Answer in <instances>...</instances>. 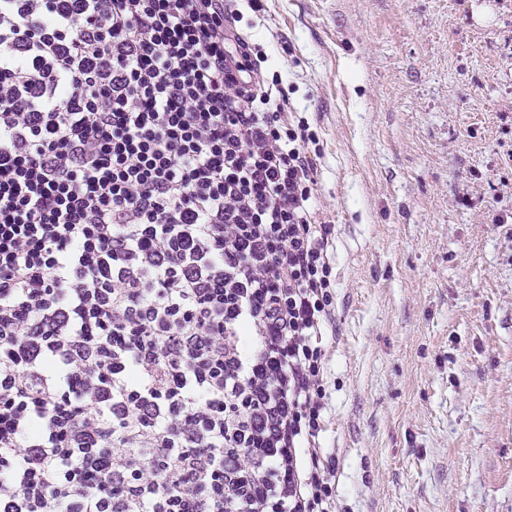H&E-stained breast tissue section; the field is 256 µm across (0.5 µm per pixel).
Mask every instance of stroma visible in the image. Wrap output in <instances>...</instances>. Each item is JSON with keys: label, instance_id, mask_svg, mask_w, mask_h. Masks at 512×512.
<instances>
[{"label": "stroma", "instance_id": "1", "mask_svg": "<svg viewBox=\"0 0 512 512\" xmlns=\"http://www.w3.org/2000/svg\"><path fill=\"white\" fill-rule=\"evenodd\" d=\"M242 14L319 138L339 512H512V0Z\"/></svg>", "mask_w": 512, "mask_h": 512}]
</instances>
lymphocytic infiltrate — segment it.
<instances>
[{"label":"lymphocytic infiltrate","instance_id":"1","mask_svg":"<svg viewBox=\"0 0 512 512\" xmlns=\"http://www.w3.org/2000/svg\"><path fill=\"white\" fill-rule=\"evenodd\" d=\"M238 0H0V512H336L334 227Z\"/></svg>","mask_w":512,"mask_h":512}]
</instances>
